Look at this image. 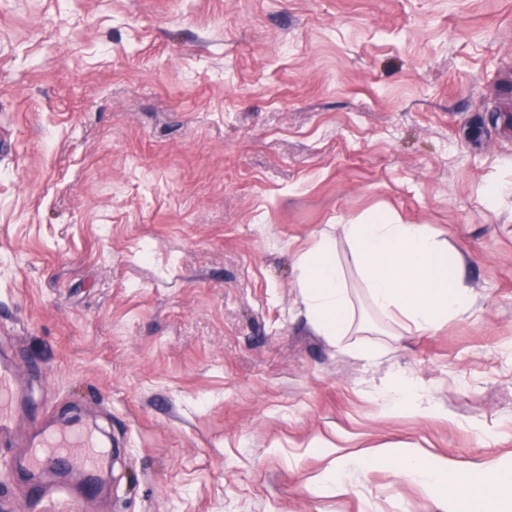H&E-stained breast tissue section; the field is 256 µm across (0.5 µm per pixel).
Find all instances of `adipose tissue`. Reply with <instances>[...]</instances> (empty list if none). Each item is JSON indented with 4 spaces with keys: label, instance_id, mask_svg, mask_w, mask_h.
Instances as JSON below:
<instances>
[{
    "label": "adipose tissue",
    "instance_id": "adipose-tissue-1",
    "mask_svg": "<svg viewBox=\"0 0 512 512\" xmlns=\"http://www.w3.org/2000/svg\"><path fill=\"white\" fill-rule=\"evenodd\" d=\"M339 238L317 237L296 255L306 315L322 336L339 342L354 326V295L338 241L350 249L354 271L373 309L392 321L430 333L468 312L474 294L464 280L465 260L423 224H404L384 211L339 227ZM392 468L426 495L443 498L447 512H512V471L488 463L467 470L446 457L410 448H380L366 456L332 459L312 479L315 493L338 491L368 467Z\"/></svg>",
    "mask_w": 512,
    "mask_h": 512
}]
</instances>
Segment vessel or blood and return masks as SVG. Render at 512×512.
<instances>
[{
	"label": "vessel or blood",
	"mask_w": 512,
	"mask_h": 512,
	"mask_svg": "<svg viewBox=\"0 0 512 512\" xmlns=\"http://www.w3.org/2000/svg\"><path fill=\"white\" fill-rule=\"evenodd\" d=\"M22 409V397L13 369H0V432L8 431ZM108 450L89 433L53 431L44 434L31 445L29 464L40 468L52 459L81 472L85 479H92L98 464Z\"/></svg>",
	"instance_id": "vessel-or-blood-1"
}]
</instances>
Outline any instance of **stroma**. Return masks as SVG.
<instances>
[{
  "instance_id": "1",
  "label": "stroma",
  "mask_w": 512,
  "mask_h": 512,
  "mask_svg": "<svg viewBox=\"0 0 512 512\" xmlns=\"http://www.w3.org/2000/svg\"><path fill=\"white\" fill-rule=\"evenodd\" d=\"M512 0H0V512H442L327 451L512 464ZM501 185L495 197L484 189ZM467 258L421 334L321 336L297 252L370 211ZM404 375L430 414L383 407ZM122 448L72 505L36 424ZM22 410V397L18 388L15 371L1 367L0 371V432L8 431L18 413Z\"/></svg>"
}]
</instances>
